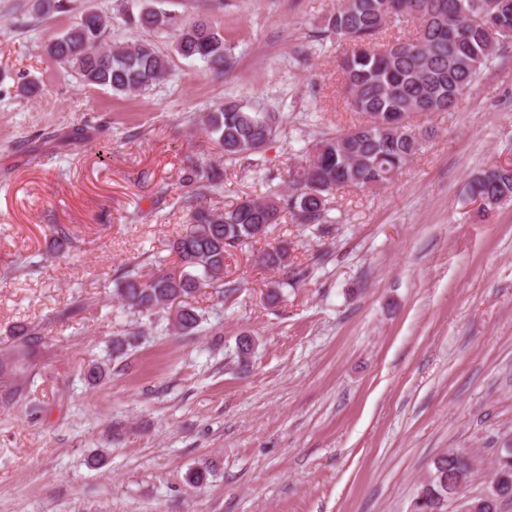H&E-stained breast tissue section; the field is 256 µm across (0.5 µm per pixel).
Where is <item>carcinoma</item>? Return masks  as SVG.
<instances>
[{
    "label": "carcinoma",
    "instance_id": "1",
    "mask_svg": "<svg viewBox=\"0 0 512 512\" xmlns=\"http://www.w3.org/2000/svg\"><path fill=\"white\" fill-rule=\"evenodd\" d=\"M128 21L144 30L164 25V13L143 3L138 13L129 0H118ZM488 17L484 23L480 16ZM417 23L408 36L390 39L386 31L403 22ZM105 21L86 11L46 46L55 61L79 72L91 86L116 94L145 90L161 81L169 59L155 43L104 47ZM324 36L345 45L340 69L349 104L359 123L325 133L301 148L302 160L288 168V192L262 198L247 196L222 211L206 207L219 174L194 163L184 169L190 212L186 228L170 240L172 266L147 278L128 270L116 281L121 307L153 319L172 312L174 327L189 333L201 322L191 303L201 289L224 286L230 249L268 237L290 217L296 224H329L330 194L340 188L377 189L389 183L420 152L426 135L402 116L452 112L470 92L498 53L512 47V0H338L325 18ZM174 51L199 59L216 74L231 69V47L211 23L203 20L172 27ZM281 123L277 112L253 108L229 98L199 117V125L224 155L235 161L260 153ZM472 199L486 208L512 197V165L483 170L468 183ZM259 265L292 271L288 241L279 240L257 255ZM41 337L36 328L18 325L10 347L0 353V403H9L20 383L18 368L29 362ZM512 454L499 450L502 482L497 509L512 504ZM469 473L465 461L449 451L433 461V469L416 490L413 512H432L429 493L466 496Z\"/></svg>",
    "mask_w": 512,
    "mask_h": 512
}]
</instances>
